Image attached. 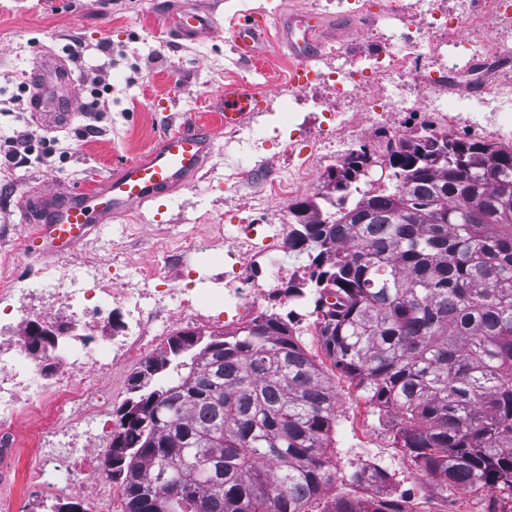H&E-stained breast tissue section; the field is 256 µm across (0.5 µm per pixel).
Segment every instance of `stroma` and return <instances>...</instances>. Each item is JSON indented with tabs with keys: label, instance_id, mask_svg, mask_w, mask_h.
Returning <instances> with one entry per match:
<instances>
[{
	"label": "stroma",
	"instance_id": "35a3bbf8",
	"mask_svg": "<svg viewBox=\"0 0 512 512\" xmlns=\"http://www.w3.org/2000/svg\"><path fill=\"white\" fill-rule=\"evenodd\" d=\"M196 2L212 13L220 30L211 39L190 42L168 30L170 0H0V160L18 120L32 118L30 110L14 104L22 95L25 73L59 56L79 80L70 127L51 132L48 141H35L29 168L15 172L0 163V255L11 258L9 265H0V274L18 287H29L30 276L47 270L64 268L79 276L91 266L118 283H130L155 261L160 274L149 286L158 294L189 288L222 298L230 264L223 247L213 244L216 233L232 231L248 213L249 190L285 174L289 143L312 139L327 118L312 112L300 124L284 109L294 64L280 38L285 20L312 10L324 14L331 52L360 47L371 30L388 33L402 27L387 14V0H366L359 12L347 11L339 0ZM253 14L263 15L268 35L255 57L244 59L234 49L230 20ZM101 67L111 89L96 104L87 80ZM506 76L512 77V58L483 60L449 82L448 96L457 98ZM231 81L267 98L266 111L246 119L258 139L251 148L227 142L217 114L224 85ZM187 120L199 122L212 138L210 156L196 180L99 225L72 256L38 258L25 248L29 227L21 221L19 202L28 187L92 189L119 163L144 158L164 132ZM86 124L97 127L96 136L76 137L75 128ZM228 167L242 172L246 191L225 185ZM294 308L304 325L302 345L336 387L337 472L312 503L313 512H323L347 492L365 503L383 493L401 501L407 512H486L495 489L457 486L443 491L432 485L396 446L393 416H379L326 357L305 301ZM365 466L386 471L384 489L350 487L348 474Z\"/></svg>",
	"mask_w": 512,
	"mask_h": 512
}]
</instances>
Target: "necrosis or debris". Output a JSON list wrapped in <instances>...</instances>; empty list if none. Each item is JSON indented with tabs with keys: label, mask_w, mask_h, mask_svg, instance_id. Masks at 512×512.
<instances>
[{
	"label": "necrosis or debris",
	"mask_w": 512,
	"mask_h": 512,
	"mask_svg": "<svg viewBox=\"0 0 512 512\" xmlns=\"http://www.w3.org/2000/svg\"><path fill=\"white\" fill-rule=\"evenodd\" d=\"M390 8L407 19L400 34H374V50L333 53L320 69L318 82L331 90L340 108L331 112L330 126L308 145H289V188L312 175L327 148L347 155L369 134L385 130L391 114L403 110L448 112L462 132H495L512 139V86H488L451 102L442 91L449 74L512 48L492 24L493 19L512 17V0H455L451 5L446 0H392ZM434 30L454 34L457 51L432 77L426 73L429 63L444 56L441 43L428 38ZM394 80L418 85L416 97L364 92L368 84ZM284 232L281 224L243 219L225 236L224 250L239 265L224 281L225 312L243 316L265 296L263 286L248 284L252 265L265 263L271 279L281 278L276 251ZM88 283L91 304L84 307V317H97L101 300L136 297L140 303L123 335L80 337L67 354L66 371L50 378L44 371L45 356L31 354L24 346L25 327L34 315L20 304L28 289L0 280V305L13 312L0 325V484L13 486L16 462L28 461L22 498L0 497V512H44L48 501L61 504L71 498L82 503L84 512H123L120 485L102 474L107 451L99 446L106 426L99 381L112 370L142 362L162 345L165 336L151 332L149 318L164 313L165 307L145 285L117 288L112 278L95 271Z\"/></svg>",
	"instance_id": "1"
}]
</instances>
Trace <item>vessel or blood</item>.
I'll return each instance as SVG.
<instances>
[{"mask_svg": "<svg viewBox=\"0 0 512 512\" xmlns=\"http://www.w3.org/2000/svg\"><path fill=\"white\" fill-rule=\"evenodd\" d=\"M171 30L180 39L208 38L214 32L209 16L179 0L171 11ZM322 27L318 15H302L293 32L287 33L288 49L295 61L290 81L300 86L312 74L310 62L320 49L317 35ZM234 46L242 58H250L256 43L267 35L262 17L249 16L232 20ZM75 79L64 61H56L53 71L34 67L28 76L30 108L37 122H51L53 127L66 125L69 113L53 111V92L61 84ZM264 104L259 93L232 81L224 86L220 116L225 129L239 126L248 115ZM211 150V138L196 122H188L167 131L143 159L122 164L90 191L71 193L54 201L42 186L30 187L24 198L39 208V215L24 212L30 223L28 245L38 255L67 257L77 250L98 224L111 223L113 217L126 213L148 201L164 198L178 187L197 177Z\"/></svg>", "mask_w": 512, "mask_h": 512, "instance_id": "1", "label": "vessel or blood"}]
</instances>
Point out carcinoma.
<instances>
[{"label":"carcinoma","mask_w":512,"mask_h":512,"mask_svg":"<svg viewBox=\"0 0 512 512\" xmlns=\"http://www.w3.org/2000/svg\"><path fill=\"white\" fill-rule=\"evenodd\" d=\"M384 155L393 171L377 186ZM334 171L335 194L288 206L285 246L306 264L283 296L311 301L335 368L398 412L394 441L434 485L512 500V148L425 128ZM129 391L105 461L125 512H309L331 481L336 390L291 311L179 331ZM387 481L378 468L349 478ZM323 512L405 509L383 494Z\"/></svg>","instance_id":"1"}]
</instances>
